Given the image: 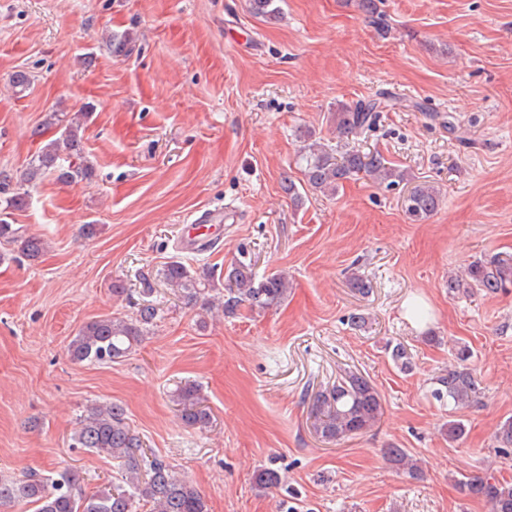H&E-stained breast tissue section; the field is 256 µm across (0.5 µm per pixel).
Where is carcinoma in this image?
Instances as JSON below:
<instances>
[{
  "mask_svg": "<svg viewBox=\"0 0 512 512\" xmlns=\"http://www.w3.org/2000/svg\"><path fill=\"white\" fill-rule=\"evenodd\" d=\"M277 0H251L255 14L270 21L279 18ZM392 101L381 93L367 101L336 108L332 120L336 133L342 136L372 127L380 112ZM90 117L79 112L64 126L60 137L50 141L29 162L26 182L47 176L63 184L92 178L93 165L84 155L81 130ZM302 182L322 192H334L336 186L358 173L372 177L391 188L406 180L378 151L352 152L341 159L318 143L305 148ZM27 191L12 187L11 178L0 174V247L17 251L30 262L41 259L49 248L48 240L37 233H28L13 224L14 212L28 208ZM406 213L414 220L431 215L439 206L436 191L426 185L415 187L404 200ZM167 288L184 305L212 306L207 299L215 289L214 276L197 274L181 260H171L160 270ZM475 288L486 293L506 292L512 288V255H496L470 263L462 279H448V290ZM226 298L222 311L235 313L242 305L264 311L284 301L288 293V278L275 272L258 277L251 260L242 257L229 271L224 281ZM159 309L153 304L142 305L133 319L112 315L85 323L74 336L68 352L76 362L104 363L123 358L144 340L148 328L157 318ZM472 349L462 344L456 351V364L437 379L433 390L437 400L448 398V404L464 406L480 394L477 378L468 367ZM181 420L188 426L204 429L211 423V412L205 405L201 390L194 384L178 387L172 394ZM309 415L314 433L326 441H339L372 429L383 415L380 394L374 385L360 374L349 371L331 388L311 396ZM499 452L512 455V419L502 423L495 435ZM71 447L88 448L106 454L123 463L124 484H106L91 494L83 492L78 476L71 470L57 473L55 478L29 474L21 479L0 478V507L11 502H26L34 512H136V504L149 506L150 512H208L202 494L158 457L144 463L145 452L139 436L127 422L124 405L105 402L91 406L79 420L71 435ZM387 460L396 469L416 478L421 469L413 463L403 448H389ZM280 473L261 466L253 472L256 489L265 491L278 487ZM467 496L482 500L491 512H512V483L494 477L465 476L459 480Z\"/></svg>",
  "mask_w": 512,
  "mask_h": 512,
  "instance_id": "carcinoma-1",
  "label": "carcinoma"
}]
</instances>
